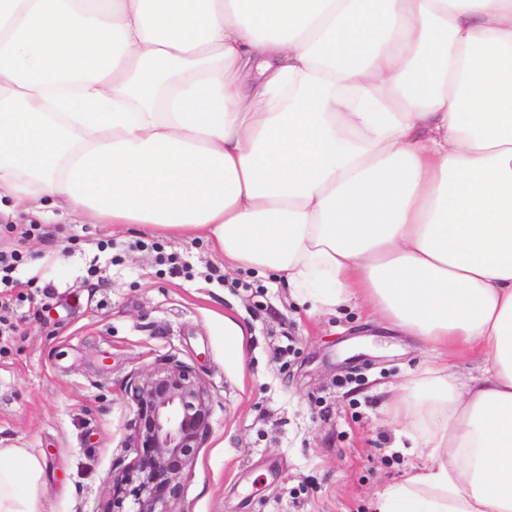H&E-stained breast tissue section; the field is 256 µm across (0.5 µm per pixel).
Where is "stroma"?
<instances>
[{"label":"stroma","mask_w":512,"mask_h":512,"mask_svg":"<svg viewBox=\"0 0 512 512\" xmlns=\"http://www.w3.org/2000/svg\"><path fill=\"white\" fill-rule=\"evenodd\" d=\"M0 251L22 257L0 310V447L46 460L39 512H101L135 457L129 385L167 359L212 401L180 512H372L418 462L423 426L393 418L398 386L430 363L462 383L484 368L471 350L442 359L358 299L308 312L276 271L225 270L202 235L46 206L1 213ZM227 316L246 330V365Z\"/></svg>","instance_id":"35a3bbf8"}]
</instances>
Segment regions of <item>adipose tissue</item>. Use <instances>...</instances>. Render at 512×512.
Masks as SVG:
<instances>
[{"mask_svg": "<svg viewBox=\"0 0 512 512\" xmlns=\"http://www.w3.org/2000/svg\"><path fill=\"white\" fill-rule=\"evenodd\" d=\"M205 233L294 300L476 346L376 512H512V0H0V199ZM47 464L0 448V512ZM448 369L456 375L460 383H467L481 374L484 369L483 358L475 351L462 350L448 357Z\"/></svg>", "mask_w": 512, "mask_h": 512, "instance_id": "ef3b65f1", "label": "adipose tissue"}]
</instances>
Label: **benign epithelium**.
<instances>
[{"mask_svg": "<svg viewBox=\"0 0 512 512\" xmlns=\"http://www.w3.org/2000/svg\"><path fill=\"white\" fill-rule=\"evenodd\" d=\"M137 409L136 457L112 476L101 512H177L181 484L211 425V397L202 379L179 361L164 362L130 385Z\"/></svg>", "mask_w": 512, "mask_h": 512, "instance_id": "1", "label": "benign epithelium"}]
</instances>
